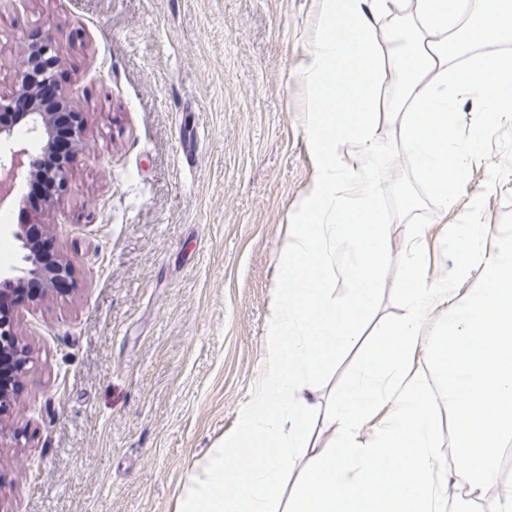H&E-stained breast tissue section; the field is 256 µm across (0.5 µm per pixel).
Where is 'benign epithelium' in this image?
Wrapping results in <instances>:
<instances>
[{"label": "benign epithelium", "instance_id": "obj_1", "mask_svg": "<svg viewBox=\"0 0 512 512\" xmlns=\"http://www.w3.org/2000/svg\"><path fill=\"white\" fill-rule=\"evenodd\" d=\"M65 65V59L56 53L52 35L46 32L39 44L23 48L14 92L0 95V210L15 200L17 183L33 176L49 183L58 197L67 189L70 171L80 156L84 121L62 92L57 91L48 99L42 90L43 83L54 81ZM59 109L70 112L74 150L66 158L48 162L46 158L53 149V117ZM23 128L37 138L39 152L30 151L19 139L18 131ZM29 228L28 224L14 225L13 235L24 250L25 266L0 269V296L5 292L3 286L21 288L29 280L39 281L46 290L57 289L61 280L73 273L70 263L44 256ZM10 355L16 358L18 373H23L27 355L20 344L14 316L0 311V357Z\"/></svg>", "mask_w": 512, "mask_h": 512}]
</instances>
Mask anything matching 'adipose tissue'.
Segmentation results:
<instances>
[{"instance_id": "obj_1", "label": "adipose tissue", "mask_w": 512, "mask_h": 512, "mask_svg": "<svg viewBox=\"0 0 512 512\" xmlns=\"http://www.w3.org/2000/svg\"><path fill=\"white\" fill-rule=\"evenodd\" d=\"M319 3V30L296 59L315 176L281 253L267 370L237 433L188 475L178 512H275L283 499L287 512H444L457 485L434 476L437 420L429 382L414 366L423 321L450 295L416 251L405 318L373 345L326 412L338 429L332 449L310 456L292 493L283 477L306 450L321 404L311 381L357 342L370 312L389 234L379 196L394 155L412 157L434 197L447 202L467 157L512 112V56L473 53L479 43L512 39V0H415L410 11L404 0ZM467 104L481 120L463 136ZM387 126L394 137L383 136ZM379 404L386 422L364 442Z\"/></svg>"}]
</instances>
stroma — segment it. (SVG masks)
I'll list each match as a JSON object with an SVG mask.
<instances>
[{
	"mask_svg": "<svg viewBox=\"0 0 512 512\" xmlns=\"http://www.w3.org/2000/svg\"><path fill=\"white\" fill-rule=\"evenodd\" d=\"M318 0H23L0 10V94L51 30L83 156L38 217L74 286L20 306L29 362L0 420V512H176L187 475L235 435L259 386L278 256L313 178L302 130ZM448 203L397 153L382 186L387 259L358 343L315 380L326 398L406 313L412 225L430 279L456 227L512 211V114ZM417 200L400 207L401 191ZM481 197V208L471 206Z\"/></svg>",
	"mask_w": 512,
	"mask_h": 512,
	"instance_id": "obj_1",
	"label": "stroma"
}]
</instances>
